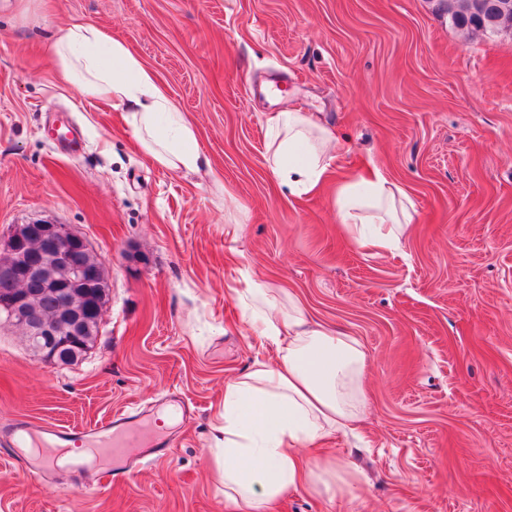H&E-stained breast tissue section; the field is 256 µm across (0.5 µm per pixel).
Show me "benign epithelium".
Here are the masks:
<instances>
[{
	"label": "benign epithelium",
	"instance_id": "benign-epithelium-1",
	"mask_svg": "<svg viewBox=\"0 0 512 512\" xmlns=\"http://www.w3.org/2000/svg\"><path fill=\"white\" fill-rule=\"evenodd\" d=\"M78 252H92L87 239L52 219L19 224L0 240V313L26 342L37 343L48 361L82 359L90 321H102L105 304L99 298L108 288L104 267L78 260ZM30 278L41 280L58 297L51 315H45L23 290V282Z\"/></svg>",
	"mask_w": 512,
	"mask_h": 512
}]
</instances>
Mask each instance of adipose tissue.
Listing matches in <instances>:
<instances>
[{
	"label": "adipose tissue",
	"mask_w": 512,
	"mask_h": 512,
	"mask_svg": "<svg viewBox=\"0 0 512 512\" xmlns=\"http://www.w3.org/2000/svg\"><path fill=\"white\" fill-rule=\"evenodd\" d=\"M54 54L80 92L122 108L140 147L158 165L186 171L206 165L193 127L124 43L94 25L72 24L58 31ZM267 130V164L289 193L326 184L341 149L329 125L291 110L271 114ZM364 196L376 210L367 222L357 214ZM336 207L351 241L377 251L398 248L413 219L407 194L378 171L337 183ZM237 296L249 310V335L269 344L274 356L224 384L212 450L224 498L244 512H267L303 482L335 497L339 485L358 480L357 470L329 457L303 469L301 451L347 434L361 420L368 403L366 352L356 337L325 327L295 298L262 283L247 281Z\"/></svg>",
	"instance_id": "adipose-tissue-1"
}]
</instances>
